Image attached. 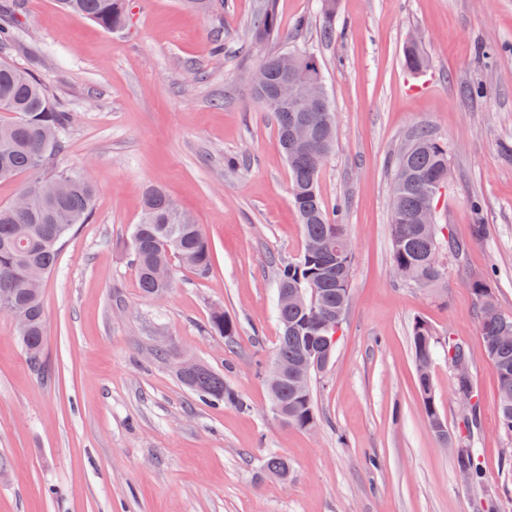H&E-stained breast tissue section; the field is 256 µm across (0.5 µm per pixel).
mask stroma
<instances>
[{
  "label": "stroma",
  "mask_w": 512,
  "mask_h": 512,
  "mask_svg": "<svg viewBox=\"0 0 512 512\" xmlns=\"http://www.w3.org/2000/svg\"><path fill=\"white\" fill-rule=\"evenodd\" d=\"M261 3L225 0L205 14L129 0L113 33L56 0H22L0 57L76 112L55 165L86 171L96 195L45 281L44 374L0 313V512H482L488 499L512 512V438L499 428L471 288L488 276L512 315V0H337L329 40L320 0H277L280 36L259 46L248 25ZM415 34L428 60L417 74L402 62ZM308 50L336 121L319 192L343 209L355 261L336 355L312 378L319 421L304 430L273 415L258 368L280 334L277 268L304 239L275 119L253 101L249 74L265 53ZM480 85L487 95H468ZM421 129L448 148L436 221L467 246L460 261L440 253L435 288L391 269L393 164ZM152 185L214 252L205 278L174 263L161 298L141 294L130 257ZM216 309L237 324L234 347L206 330ZM419 319L473 354L479 484L463 482L452 444L422 415L410 344ZM179 355L223 372L247 409L200 401L176 375ZM430 372L456 435L464 405L446 354ZM271 453L287 456V479L263 468Z\"/></svg>",
  "instance_id": "1"
}]
</instances>
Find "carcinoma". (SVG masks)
Listing matches in <instances>:
<instances>
[{"label": "carcinoma", "instance_id": "carcinoma-1", "mask_svg": "<svg viewBox=\"0 0 512 512\" xmlns=\"http://www.w3.org/2000/svg\"><path fill=\"white\" fill-rule=\"evenodd\" d=\"M61 6L81 19L91 20L108 31L123 29L128 20L126 0H59ZM323 37L333 35L332 19L336 0H322ZM252 40L262 44L279 36L276 0H264L250 28ZM303 64L299 76L318 74L319 89L325 91L320 59L312 52L300 53ZM403 65L410 71L426 67L419 45L403 49ZM255 102L273 113L280 147L291 174V201L298 213L305 242L318 241L322 253L303 250L300 257L279 268L276 283V316L281 327L273 357L292 365L327 350L334 357L336 346L325 348L323 337L332 335L322 325L323 309L332 312L349 302L351 289L343 286L338 264L352 273L354 251L343 249L346 225L336 210L328 209L318 190L322 163L301 153L288 152V129L295 113L286 105L269 104L272 88L251 87ZM0 179L18 174L30 175L22 191L28 199L25 208L9 203L0 205V312L19 313L27 321L20 340L30 364L44 370L43 351L47 329L41 290L44 279L55 269L60 248L79 224L88 223L92 213L95 187L84 172L59 169L50 176L43 170L65 151V134L75 120L74 113L53 101L43 85L29 72L7 61H0ZM307 120L329 145L336 140V126L324 121L323 113L308 112ZM448 149L419 130L396 160L394 191L391 199V265L403 271V279L422 287H432L442 278L438 253L443 247L460 259L466 245L445 236L444 226L432 224L418 228L413 216L424 206H436L439 196L426 193V183L448 181ZM132 261L137 270L141 294L155 298L173 288V275L162 278L159 272L172 271L171 257L196 271L201 277L213 270L210 242L200 225L192 224L178 205L160 188L148 189L142 201L141 219L131 236ZM300 289L306 303L296 306L284 298L290 289ZM472 290L480 302L479 330L483 351L496 379L498 409L502 432L512 438V316L501 313L488 291L485 277L472 281ZM208 330L224 337L228 347L235 343L237 325L221 310L212 313ZM411 347L416 365V388L421 410L431 432L448 439V430L433 392L429 365L438 345L447 348L448 360L455 363L462 343L451 337H436L431 325L417 320L411 327ZM191 369L178 373L182 385L197 397L229 407L243 409L246 402L224 380V375L209 365L190 362ZM455 390L466 401L464 427L472 435L480 429V402L475 399L471 378H455ZM271 402L286 411L285 424L307 429L317 423L311 384L293 379L269 390ZM456 466L468 472L469 482L481 479L479 462L473 449L463 445ZM264 468L288 478V458L270 455Z\"/></svg>", "mask_w": 512, "mask_h": 512}]
</instances>
